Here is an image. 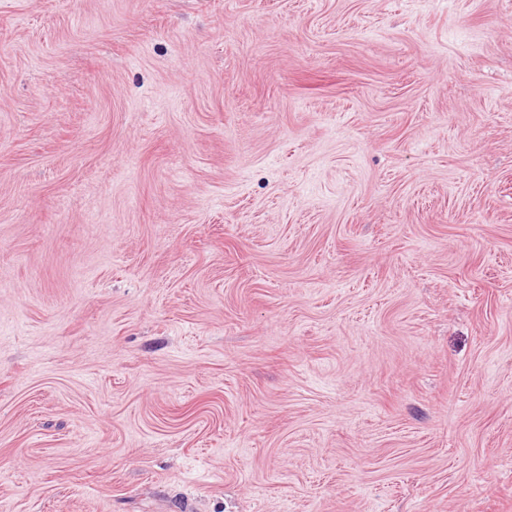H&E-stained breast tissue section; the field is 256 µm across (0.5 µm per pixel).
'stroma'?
<instances>
[{
	"label": "stroma",
	"mask_w": 512,
	"mask_h": 512,
	"mask_svg": "<svg viewBox=\"0 0 512 512\" xmlns=\"http://www.w3.org/2000/svg\"><path fill=\"white\" fill-rule=\"evenodd\" d=\"M0 512H512V0H0Z\"/></svg>",
	"instance_id": "1"
}]
</instances>
